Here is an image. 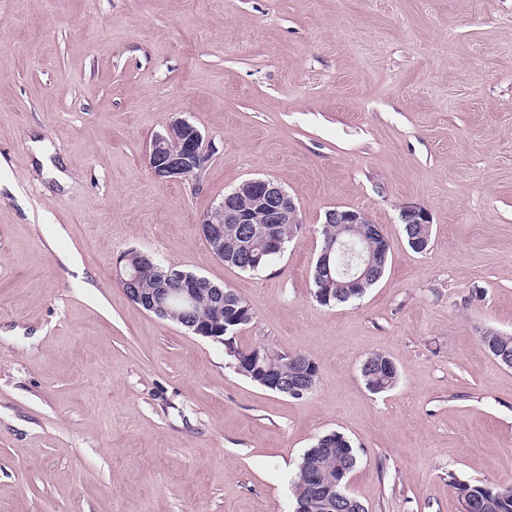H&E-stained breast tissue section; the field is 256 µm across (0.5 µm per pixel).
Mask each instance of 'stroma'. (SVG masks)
Returning a JSON list of instances; mask_svg holds the SVG:
<instances>
[{
    "instance_id": "35a3bbf8",
    "label": "stroma",
    "mask_w": 512,
    "mask_h": 512,
    "mask_svg": "<svg viewBox=\"0 0 512 512\" xmlns=\"http://www.w3.org/2000/svg\"><path fill=\"white\" fill-rule=\"evenodd\" d=\"M214 146L160 181L146 147L177 119ZM38 140L73 178L46 180ZM0 512H291L304 452L336 431L367 512H462L449 474L512 485V0H0ZM270 178L302 228L259 273L199 222ZM408 205L433 224L409 247ZM391 243L383 277L310 294L327 211ZM239 294L242 347L319 366L300 399L135 304L128 250ZM393 359L371 393L360 364ZM482 343L492 356L507 366V361L512 358L511 335H504L496 331H487L482 336ZM360 373L368 389L374 393L392 389L398 379L396 363L382 354H374L365 359L360 365Z\"/></svg>"
}]
</instances>
